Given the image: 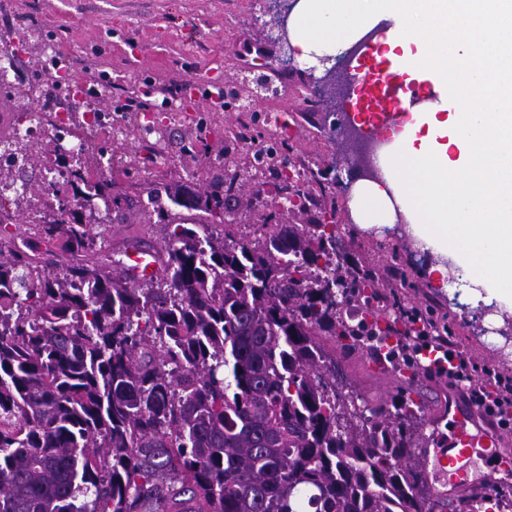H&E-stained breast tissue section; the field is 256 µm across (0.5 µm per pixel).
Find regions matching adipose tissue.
I'll use <instances>...</instances> for the list:
<instances>
[{
  "label": "adipose tissue",
  "instance_id": "obj_1",
  "mask_svg": "<svg viewBox=\"0 0 512 512\" xmlns=\"http://www.w3.org/2000/svg\"><path fill=\"white\" fill-rule=\"evenodd\" d=\"M382 22L387 60L427 82L433 99L392 131L401 164L378 160L377 176L358 182L352 218L365 228L404 220L415 247L439 255L429 273L443 286L466 254L474 285L512 315V110L457 87L448 56L452 42L462 56L472 41L512 35V0H493L467 34L450 25L448 0H298L288 35L309 63Z\"/></svg>",
  "mask_w": 512,
  "mask_h": 512
}]
</instances>
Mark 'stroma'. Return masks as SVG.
I'll return each mask as SVG.
<instances>
[{"instance_id":"obj_1","label":"stroma","mask_w":512,"mask_h":512,"mask_svg":"<svg viewBox=\"0 0 512 512\" xmlns=\"http://www.w3.org/2000/svg\"><path fill=\"white\" fill-rule=\"evenodd\" d=\"M269 0H0V55L23 54L20 67L0 80V117L17 120L21 110L50 118L67 107L81 78H91L89 93L99 114L111 118L112 137L76 154L72 137L43 140L57 164L122 168L116 187L132 201L123 223L94 225L101 255L125 256L128 247L158 250L164 245L150 189L192 181L199 191L213 178L236 179L227 216L243 232L262 213V201L275 182L257 168L255 153L269 142L285 146L293 167L341 176V183L313 191L307 208L277 216V223L310 224L322 208L335 206L336 234L349 266L376 265L382 277L406 276L399 289L405 309L430 308L443 318L452 341L474 362L512 378V357H504L497 324L498 304L475 305L469 281L444 288L427 270L434 256L420 252L401 225L364 229L350 216L356 173L335 171L341 160L336 132L352 103L342 111L325 107L313 93L311 70L301 61L284 63L280 49L266 38ZM189 85L195 92L191 112L161 109V97L145 112L126 110V93L142 82ZM254 92L251 111L213 110L210 91ZM152 134H144L142 124ZM245 127L233 139L226 128ZM195 146L194 157L184 150ZM342 375L359 405L389 403L398 393L395 378L372 367L369 356L354 352L342 360Z\"/></svg>"}]
</instances>
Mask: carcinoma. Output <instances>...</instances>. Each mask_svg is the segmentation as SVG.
<instances>
[{"label": "carcinoma", "mask_w": 512, "mask_h": 512, "mask_svg": "<svg viewBox=\"0 0 512 512\" xmlns=\"http://www.w3.org/2000/svg\"><path fill=\"white\" fill-rule=\"evenodd\" d=\"M72 196L27 238L0 229V512H434L411 449L422 407L356 406L336 352L380 340L376 269L336 263L325 224L207 223L225 190L165 187L160 274L95 257L84 210L131 208L68 170ZM198 215L171 213L179 193ZM60 247L64 263L41 248ZM420 323L443 335L433 311ZM334 338L328 349L323 337Z\"/></svg>", "instance_id": "cac0c4a2"}]
</instances>
